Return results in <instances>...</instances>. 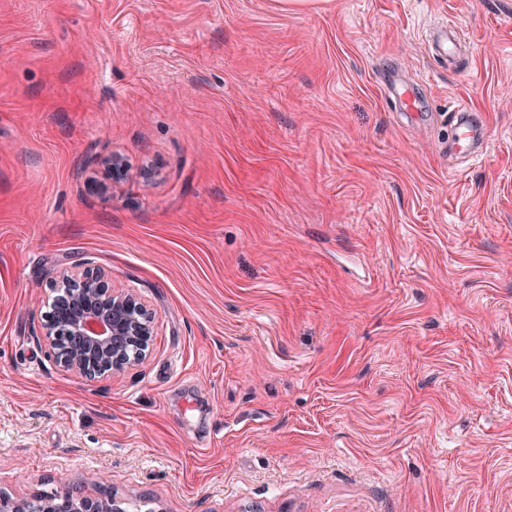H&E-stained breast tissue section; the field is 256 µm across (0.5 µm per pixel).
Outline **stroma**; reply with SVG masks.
I'll use <instances>...</instances> for the list:
<instances>
[{
    "label": "stroma",
    "mask_w": 512,
    "mask_h": 512,
    "mask_svg": "<svg viewBox=\"0 0 512 512\" xmlns=\"http://www.w3.org/2000/svg\"><path fill=\"white\" fill-rule=\"evenodd\" d=\"M77 266L156 314L122 376L44 341ZM87 472L125 512H512V0H0V495ZM461 34L451 25H444L433 32L428 41L433 57L444 61L454 60L458 53ZM390 96L396 100L400 117L407 122H418L423 116V105L415 89L405 84L395 75H389L384 80ZM453 136L448 139V154L460 158H478L486 147V126L469 107L455 104L448 108Z\"/></svg>",
    "instance_id": "35a3bbf8"
}]
</instances>
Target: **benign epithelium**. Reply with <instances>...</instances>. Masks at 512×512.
I'll use <instances>...</instances> for the list:
<instances>
[{"label": "benign epithelium", "mask_w": 512, "mask_h": 512, "mask_svg": "<svg viewBox=\"0 0 512 512\" xmlns=\"http://www.w3.org/2000/svg\"><path fill=\"white\" fill-rule=\"evenodd\" d=\"M55 314L44 340L61 370L86 379H112L138 366L150 351L155 313L133 291L112 287L109 272L66 270L49 285ZM0 512H123L101 496L66 488L63 494L0 497Z\"/></svg>", "instance_id": "benign-epithelium-1"}]
</instances>
